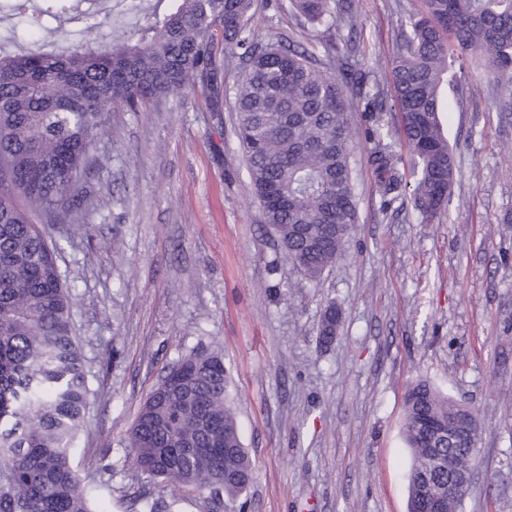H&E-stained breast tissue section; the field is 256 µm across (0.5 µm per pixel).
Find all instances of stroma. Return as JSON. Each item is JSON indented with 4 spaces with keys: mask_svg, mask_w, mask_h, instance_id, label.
<instances>
[{
    "mask_svg": "<svg viewBox=\"0 0 512 512\" xmlns=\"http://www.w3.org/2000/svg\"><path fill=\"white\" fill-rule=\"evenodd\" d=\"M357 30L314 27L291 0H259L260 40L286 37L391 69L399 23L424 0H356ZM443 115L455 155L449 203L432 219L411 195L381 212L363 101L348 114L356 229L317 281L263 224L232 108L198 93L114 108L87 175L94 204L50 227L90 364L71 464L96 512H210V494L138 473L126 436L166 370L197 348L223 355L245 448L247 492L222 512H407L405 395L429 382L477 412L480 463L464 512H512V99L464 65ZM341 324L317 344L329 306Z\"/></svg>",
    "mask_w": 512,
    "mask_h": 512,
    "instance_id": "35a3bbf8",
    "label": "stroma"
}]
</instances>
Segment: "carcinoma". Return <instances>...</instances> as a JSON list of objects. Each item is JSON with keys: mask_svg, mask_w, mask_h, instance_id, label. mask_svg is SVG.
<instances>
[{"mask_svg": "<svg viewBox=\"0 0 512 512\" xmlns=\"http://www.w3.org/2000/svg\"><path fill=\"white\" fill-rule=\"evenodd\" d=\"M5 0L0 13L23 19L29 35L46 29L72 0ZM143 8L131 30L100 12L84 15L71 50L0 48V512H94L91 491L70 462L89 400L86 360L73 335L72 302L46 226L73 224L94 196L85 175L96 138L115 104L136 112L186 91L218 110L231 102L236 137L260 205L281 249L311 281L331 267L357 224L347 76L372 107L367 137L380 208L413 180L419 212L448 205L456 176L440 118L455 64L475 56L512 96V0H426L401 23L387 84L400 115L409 171L400 169L378 74L352 43L341 63L281 40L259 42L255 0H168ZM307 23L343 20L355 28V0H294ZM108 46L99 47L103 35ZM234 69L237 82L224 84ZM341 312L324 314L319 345L336 338ZM457 403L425 381L406 395L404 440L412 463L409 512L448 471L422 448L424 424L445 425ZM229 451H224V448ZM137 470L178 486L236 499L255 463L241 441L224 359L203 350L174 364L142 403L127 435Z\"/></svg>", "mask_w": 512, "mask_h": 512, "instance_id": "cac0c4a2", "label": "carcinoma"}]
</instances>
